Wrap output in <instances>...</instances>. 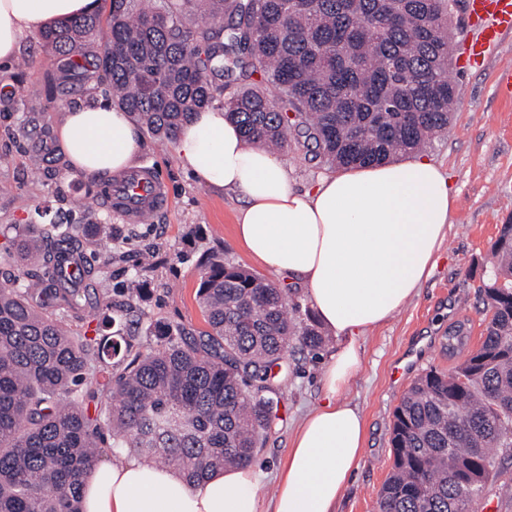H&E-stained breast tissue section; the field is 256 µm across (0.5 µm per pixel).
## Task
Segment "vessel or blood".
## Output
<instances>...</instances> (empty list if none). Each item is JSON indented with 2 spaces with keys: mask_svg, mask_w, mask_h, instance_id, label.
Here are the masks:
<instances>
[{
  "mask_svg": "<svg viewBox=\"0 0 512 512\" xmlns=\"http://www.w3.org/2000/svg\"><path fill=\"white\" fill-rule=\"evenodd\" d=\"M468 8L478 35L466 48L463 62L473 67L484 62L504 34L512 32V0H469ZM105 201L114 213L137 222L169 205L163 184L144 166L134 167L114 181Z\"/></svg>",
  "mask_w": 512,
  "mask_h": 512,
  "instance_id": "obj_1",
  "label": "vessel or blood"
}]
</instances>
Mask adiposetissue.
Here are the masks:
<instances>
[{
	"instance_id": "1",
	"label": "adipose tissue",
	"mask_w": 512,
	"mask_h": 512,
	"mask_svg": "<svg viewBox=\"0 0 512 512\" xmlns=\"http://www.w3.org/2000/svg\"><path fill=\"white\" fill-rule=\"evenodd\" d=\"M96 0H0V65L10 64L24 31L94 11ZM61 147L87 177L128 171L142 143L128 113L100 101L64 113ZM181 165L202 184L236 193L235 233L246 252L303 288L339 346L325 369L324 400L292 439L276 478L273 512H332L361 454L360 410L341 393L360 366L358 339L412 297L443 238L452 189L438 166L404 162L339 170L310 189L258 144H247L222 107L193 114L180 129ZM259 475L226 468L196 485L172 469L111 458L87 473L83 512H258Z\"/></svg>"
}]
</instances>
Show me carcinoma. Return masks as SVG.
<instances>
[{
  "label": "carcinoma",
  "instance_id": "1",
  "mask_svg": "<svg viewBox=\"0 0 512 512\" xmlns=\"http://www.w3.org/2000/svg\"><path fill=\"white\" fill-rule=\"evenodd\" d=\"M68 80L105 76L112 102L162 141L223 104L249 143L298 144L336 168L383 164L448 129V0H109L41 32ZM96 50L88 54L86 46ZM85 228L55 221L0 228V512H81L80 487L106 438L190 483L251 464L288 349L325 343L310 311L254 272L202 259L198 302L210 331L137 353L98 380L115 335L89 343L67 329L95 271ZM480 292L491 313L479 348L450 373L418 376L392 424V471L380 512H467L512 453V223L492 246ZM109 394L90 415L92 386Z\"/></svg>",
  "mask_w": 512,
  "mask_h": 512
}]
</instances>
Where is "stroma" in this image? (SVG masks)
<instances>
[{"label":"stroma","mask_w":512,"mask_h":512,"mask_svg":"<svg viewBox=\"0 0 512 512\" xmlns=\"http://www.w3.org/2000/svg\"><path fill=\"white\" fill-rule=\"evenodd\" d=\"M512 75V34L492 50L482 67L464 69L451 63L450 80L458 95L446 133L422 152L448 178L454 190L448 228L429 276L416 295L384 325L359 340L361 367L343 396L363 413V453L342 491L335 512H377L381 487L391 471L393 413L415 378L427 370L450 372L475 350L490 317L479 285L482 267L502 224L512 222V89L502 80ZM0 225L25 224L35 208L48 219L93 225L98 238L111 241V252L86 246L89 264L98 272L79 303L82 320L75 334L97 338L102 330L98 307L112 302L132 351L156 346L146 324L177 325L187 337L208 329L196 293L202 256L223 253L279 288L287 283L251 259L235 238L238 197L199 184L182 167L175 144L143 133L134 165L153 168L165 185L170 206L149 221L131 223L104 208L98 197L102 178L73 173L63 154L57 127L67 109L108 97L105 80L65 83L39 32L22 36L11 66L0 68ZM49 97L46 110L29 111L27 101ZM280 161L298 189L314 185L331 168L296 142H289ZM153 254L150 265L139 262ZM465 325L468 340L455 353L445 338ZM338 346L328 338L319 350L292 349L284 363L288 382L274 406L269 426L257 444L254 466L261 474L259 512H272L276 476L303 417L323 396L322 373Z\"/></svg>","instance_id":"obj_1"}]
</instances>
